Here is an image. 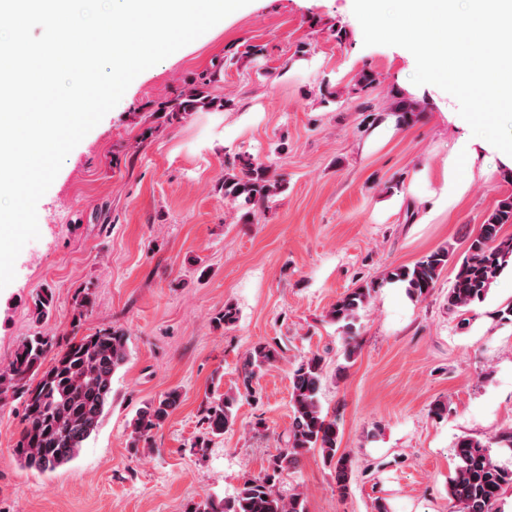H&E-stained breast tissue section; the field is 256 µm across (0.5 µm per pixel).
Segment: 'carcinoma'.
Returning a JSON list of instances; mask_svg holds the SVG:
<instances>
[{"label": "carcinoma", "instance_id": "cac0c4a2", "mask_svg": "<svg viewBox=\"0 0 512 512\" xmlns=\"http://www.w3.org/2000/svg\"><path fill=\"white\" fill-rule=\"evenodd\" d=\"M218 75L202 76L201 84L182 91L163 111L169 120L179 122L193 112L218 109L226 101L208 91ZM281 187L269 167L250 159L227 170L221 189L224 200L250 208H259ZM512 224V195L502 199L489 213L479 232L469 241L463 257L456 260V274L448 290V310L464 314L476 302L487 297L492 284L512 263V236L502 228ZM453 255L446 248L433 251L411 266L394 267L381 281L372 282L346 293L330 310L331 319L350 330L358 311L365 308L376 288L402 283L410 298L422 299L435 288ZM53 309V292L47 287L36 293L34 310L42 319ZM49 365H44L46 357ZM127 336L112 327L87 336L61 340L55 336H34L16 349L8 367L0 370V400L11 395L22 401V429L12 448L24 466L38 471L53 470L73 461L84 442L94 433L112 399V377L126 362ZM282 359V350L258 344L247 351L241 383L253 397L256 385L267 366ZM35 377L36 383L27 379ZM324 379L323 358L313 353L292 373L291 406L293 419L285 438L264 471L244 479L235 496L205 497L187 506L186 512H306L305 499L299 493L285 498L276 485L304 453L319 449L324 463L334 472L336 491L344 496L349 490L354 460L340 451V429L336 417L324 413L319 392ZM182 393L171 388L148 402L133 417L132 447L151 439L173 410ZM235 398L218 397L207 410L208 434L221 436L235 422ZM455 475L449 483L452 512H494V505L506 486H512V467L501 464L491 447L470 436L458 438L455 446Z\"/></svg>", "mask_w": 512, "mask_h": 512}]
</instances>
